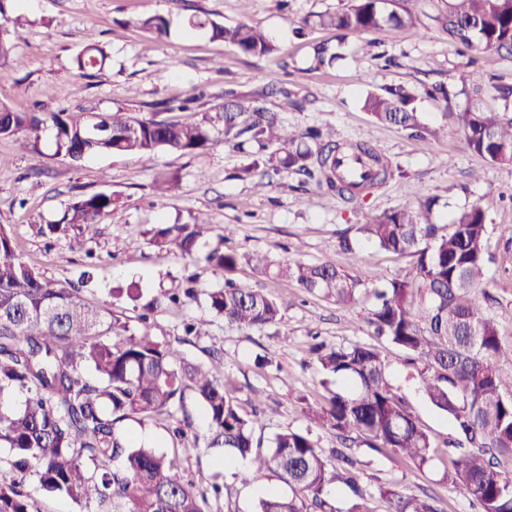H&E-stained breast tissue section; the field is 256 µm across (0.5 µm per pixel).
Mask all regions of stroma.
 Here are the masks:
<instances>
[{
    "instance_id": "35a3bbf8",
    "label": "stroma",
    "mask_w": 512,
    "mask_h": 512,
    "mask_svg": "<svg viewBox=\"0 0 512 512\" xmlns=\"http://www.w3.org/2000/svg\"><path fill=\"white\" fill-rule=\"evenodd\" d=\"M448 0H414L413 29L349 35L344 61L331 67L311 66L313 48L335 43V30L314 24L316 15L347 8L351 0H24L30 23L11 57L9 76L0 81V101L23 111L98 112L117 107L150 115L155 103L202 93L195 111L170 112L172 120L213 117L225 92L241 99L261 98L284 125L304 129L329 124L340 140H359L378 148L394 174L366 197L348 202L317 187L306 176L283 171L265 188L237 179L251 158L227 142L200 155L162 150L153 157L137 154L96 155L74 165L56 155L54 138L45 135L22 148L0 138V224L15 238L24 261L45 277L77 281L93 270L82 290L91 304L112 310L134 335L159 341H181L183 322L206 314L205 301L181 309L144 306L160 293L186 286L195 274L198 291L223 287L225 273L211 266V247L226 243L241 253H261L272 260L300 259L316 263L332 257L355 278L376 270L391 279L409 272L411 257L361 245L358 256L338 247L341 235L355 225L399 207L415 208L436 198L435 218L450 223L459 210L477 205L488 222L487 251L496 299L488 311L504 340L512 341V165H491L470 152L457 114L466 95L441 101L423 95L422 87H453L452 77L465 65L512 80V59L496 52L461 56L442 28ZM206 11L217 23L260 26L277 43L273 55L245 57L203 33L173 27L168 39H156L137 20L146 14H172L174 19ZM105 46L108 68L95 79L79 76L70 62L85 45ZM387 86L417 90L422 123L440 130L439 138L419 139L372 119L363 108L367 92ZM293 104L281 109L282 92ZM173 177L176 186L164 198L155 195L158 174ZM96 193L114 194L120 205L99 226L95 239L75 234L46 238L38 224L61 219L75 199ZM209 215L213 231L194 258L159 251L150 244L159 224H183L197 212ZM241 283L268 291L283 304L279 321L261 330L240 329L213 318L206 336L182 343L191 361L212 364L221 356L220 376L242 413L257 414L255 435L270 442L285 430H306L309 408L324 404L339 383L323 378L310 352L314 340L332 346L377 345L388 364L390 381L400 387L420 426L435 444L426 466L385 449L353 447L362 462L360 485L376 512H387L378 488L392 485L408 493L435 495L442 512H476L470 500L448 484L444 448L456 435L452 420L432 409L408 379L397 347L374 336L367 322L374 303L371 284L361 285L355 304L311 295L294 283L276 281L240 266ZM138 283L141 297L130 300L124 289ZM183 475L196 482L219 480L234 512H254L251 492L258 475L250 469L219 468L206 449L181 459Z\"/></svg>"
}]
</instances>
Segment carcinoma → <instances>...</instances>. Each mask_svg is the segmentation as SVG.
Returning a JSON list of instances; mask_svg holds the SVG:
<instances>
[{
  "label": "carcinoma",
  "mask_w": 512,
  "mask_h": 512,
  "mask_svg": "<svg viewBox=\"0 0 512 512\" xmlns=\"http://www.w3.org/2000/svg\"><path fill=\"white\" fill-rule=\"evenodd\" d=\"M13 0H0V77L23 40L30 21L10 10ZM395 0H354L342 11L319 16V25L339 32L334 46L314 48L315 67L342 57L343 37L373 33L386 27L412 28L414 15ZM448 40L467 50H493L512 56V0H448L442 21ZM140 28L163 39L170 35V17L155 14L139 19ZM189 32L211 37L246 57L278 50L269 34L249 24L224 26L209 14L182 20ZM105 47H84L72 59L83 77L94 78L108 64ZM463 92H472L459 112L467 148L487 163L512 164V85L493 86L503 108L481 105L482 76L464 70L458 75ZM408 91L369 92L364 108L380 123L391 124L421 139L438 137L420 122ZM224 128L204 118L171 122L139 116L125 108L99 112H19L0 103V138L12 137L23 146L53 133L56 153L73 163L89 155L136 152L150 156L165 149L182 154L203 153L232 137L241 151L249 147L265 153L263 165L275 171L302 173L321 189L352 201L385 183L392 171L373 146L359 141H336L335 129L310 127L297 131L282 125L259 101L231 99L219 108ZM436 200L415 210L386 212L343 235L339 247L355 253L363 241L389 253L413 258L402 277L374 285L375 304L369 324L403 351L405 366L413 370L428 404L448 415L459 438L450 444L451 467L445 479L480 506L479 512H512V341L499 335L484 304L488 291L483 209L474 205L449 224L433 217ZM116 199L97 193L74 200L61 219L38 224L36 233L53 237L71 231L86 239L98 234V224L112 217ZM213 226L205 213L190 224H163L154 229L151 243L184 259ZM208 261L226 272L240 264L265 275L289 279L305 291L338 303L351 304L362 280L338 269L331 260L318 263H273L259 254L245 255L213 249ZM210 314L225 322L261 330L280 315L277 300L261 289L234 279L206 292ZM211 320L192 318L187 336L208 335ZM126 323L107 308L87 304L80 289L36 272L18 255L10 232L0 225V395L19 391L25 400L17 407L0 405V445L11 450L6 469H0V512H33L26 484L36 477L40 487L76 504H95L102 512H210L209 497L224 496L223 485L200 486L179 474V460L142 441L129 439L121 429L126 420L142 426L160 417L182 414L171 429L172 443L185 453L199 448L190 438L192 414L184 404L192 392L208 425L204 447L217 462L228 458L249 461L255 473L276 478L288 488L258 496L254 512H337L332 485L341 482L353 493L346 512H375L351 474L354 461L346 455H326L312 438V430L279 433L264 448L255 441L256 420L243 415L227 390V383L202 364L183 356L170 342L144 334L126 335ZM325 382L347 384L326 404L307 412L316 427L329 426L344 442H359L373 450L388 448L418 466L431 458L432 444L409 411L407 402L389 382L387 363L368 345L312 348ZM122 460L111 469L110 463ZM388 512H440L438 500L424 492L408 494L390 486L379 491Z\"/></svg>",
  "instance_id": "carcinoma-1"
}]
</instances>
